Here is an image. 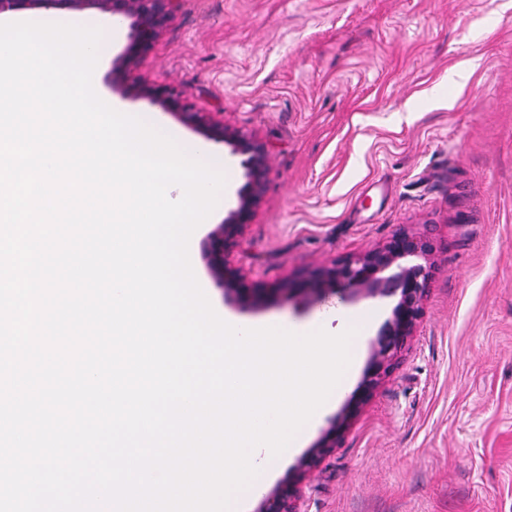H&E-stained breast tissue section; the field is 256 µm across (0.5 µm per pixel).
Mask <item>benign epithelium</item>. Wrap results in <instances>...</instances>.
Wrapping results in <instances>:
<instances>
[{
  "instance_id": "1",
  "label": "benign epithelium",
  "mask_w": 512,
  "mask_h": 512,
  "mask_svg": "<svg viewBox=\"0 0 512 512\" xmlns=\"http://www.w3.org/2000/svg\"><path fill=\"white\" fill-rule=\"evenodd\" d=\"M181 0H0L3 12L60 9L73 12L95 11L129 22L131 40L124 55L113 62L114 69L131 73L134 61L152 50L158 38L173 20ZM151 99L180 122L195 128L208 139H220L236 154L247 157L248 183L239 195L238 207L207 235L204 255L210 271L224 288L229 300L257 305L277 294H289V288H247L239 270L229 256L249 223L252 210L259 201L269 176L267 151L259 140L224 127L209 112H199L186 104L168 87H156L139 79L120 88ZM433 253L431 241L406 232L396 234L385 246L366 253L355 261L333 264L310 288L313 294L335 289L343 282L357 286L365 297L396 296L397 304L385 324L369 361L358 399L343 411L334 427L310 449L301 464L297 478L266 496L259 512H297L299 482L328 455L348 428L360 406L372 395L381 380L392 373L397 356L413 335L422 314V305L431 278L429 263H406L410 257L428 259Z\"/></svg>"
}]
</instances>
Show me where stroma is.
I'll list each match as a JSON object with an SVG mask.
<instances>
[{
    "instance_id": "stroma-1",
    "label": "stroma",
    "mask_w": 512,
    "mask_h": 512,
    "mask_svg": "<svg viewBox=\"0 0 512 512\" xmlns=\"http://www.w3.org/2000/svg\"><path fill=\"white\" fill-rule=\"evenodd\" d=\"M103 94L174 129L228 182L189 241L217 314L241 323L316 322L376 305L344 390L268 475L288 483L356 393L396 303L322 296L308 280L401 231L436 247L423 314L398 364L300 483L298 512H512V0H182L133 76L220 112L261 140L270 174L233 265L290 299H224L202 244L236 207L245 158L146 98L119 96L102 34Z\"/></svg>"
}]
</instances>
